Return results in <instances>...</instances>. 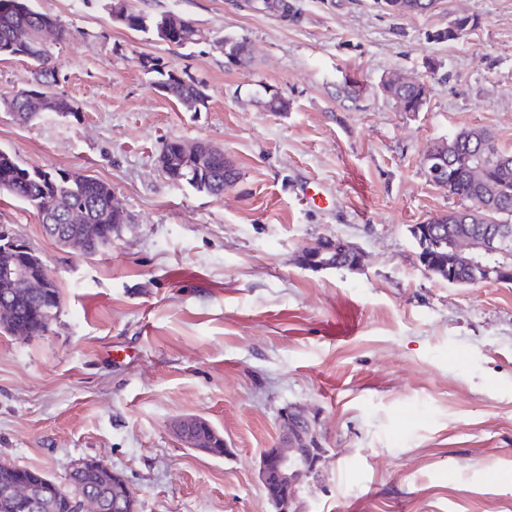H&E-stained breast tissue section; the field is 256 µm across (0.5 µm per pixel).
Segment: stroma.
Listing matches in <instances>:
<instances>
[{
    "label": "stroma",
    "mask_w": 512,
    "mask_h": 512,
    "mask_svg": "<svg viewBox=\"0 0 512 512\" xmlns=\"http://www.w3.org/2000/svg\"><path fill=\"white\" fill-rule=\"evenodd\" d=\"M114 2L36 0L68 30L56 91L78 115L22 124L0 104V150L109 184L132 219L83 254L0 196V226L61 295L45 335L0 329V463L62 484L75 460H100L137 512H271L260 456L301 408L329 450L305 512H512V285L425 274L410 233L466 207L427 177L428 146L481 127L512 151V0L401 16L294 0L296 24L249 0H127L191 20L199 37L178 49L115 21ZM460 13L478 27L431 40ZM229 37L249 42L248 65L226 57ZM152 58L200 83L205 106L163 96ZM394 71L429 81L423 111L378 91ZM348 76L373 88L356 107L336 96ZM263 84L287 112H265ZM169 138L223 150L236 183L171 184L157 161ZM336 237L361 270L300 266ZM190 415L222 433L224 457L185 447L173 425Z\"/></svg>",
    "instance_id": "obj_1"
}]
</instances>
